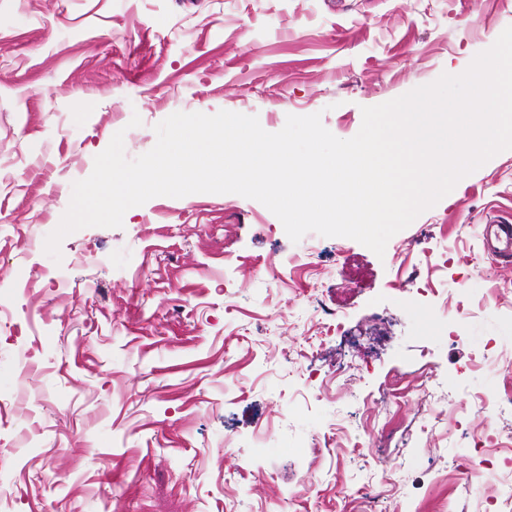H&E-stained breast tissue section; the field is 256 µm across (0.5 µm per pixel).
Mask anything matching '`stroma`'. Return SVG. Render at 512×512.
<instances>
[{
    "label": "stroma",
    "mask_w": 512,
    "mask_h": 512,
    "mask_svg": "<svg viewBox=\"0 0 512 512\" xmlns=\"http://www.w3.org/2000/svg\"><path fill=\"white\" fill-rule=\"evenodd\" d=\"M510 25L512 0H0V512H512L466 474L476 439L512 451V264L482 247L512 150L381 256L210 193L44 251L116 132L130 159L176 112L349 139Z\"/></svg>",
    "instance_id": "stroma-1"
}]
</instances>
